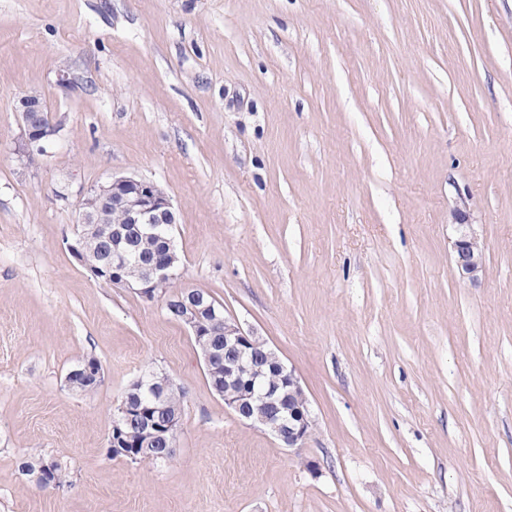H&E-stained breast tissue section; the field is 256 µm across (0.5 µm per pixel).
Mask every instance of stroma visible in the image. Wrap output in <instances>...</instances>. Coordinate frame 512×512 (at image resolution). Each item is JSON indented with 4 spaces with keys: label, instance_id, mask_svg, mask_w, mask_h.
<instances>
[{
    "label": "stroma",
    "instance_id": "35a3bbf8",
    "mask_svg": "<svg viewBox=\"0 0 512 512\" xmlns=\"http://www.w3.org/2000/svg\"><path fill=\"white\" fill-rule=\"evenodd\" d=\"M26 94L62 125L35 160ZM115 174L170 196L177 287L295 370L301 448L225 408L162 298L71 255ZM88 357L102 385L69 390ZM148 372L184 393L176 455L109 457ZM0 512H512V0H0ZM456 209L458 216L457 233L451 247L454 253L456 271L461 279L475 282L483 270L484 253L478 238L470 231L466 204L461 201Z\"/></svg>",
    "mask_w": 512,
    "mask_h": 512
}]
</instances>
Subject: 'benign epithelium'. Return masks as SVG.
I'll return each mask as SVG.
<instances>
[{
    "instance_id": "1",
    "label": "benign epithelium",
    "mask_w": 512,
    "mask_h": 512,
    "mask_svg": "<svg viewBox=\"0 0 512 512\" xmlns=\"http://www.w3.org/2000/svg\"><path fill=\"white\" fill-rule=\"evenodd\" d=\"M23 130L22 150L28 156L43 155L62 129V125L46 116L47 104L37 95H25L20 99ZM122 215L124 223L133 225L138 234H144L160 224L173 226L176 215L168 193L157 183L135 176H114L108 182L94 188L84 199L79 224H97L107 208ZM457 233L451 247L455 268L460 278L475 282L483 270L484 253L478 238L470 231L468 214L464 208L456 209ZM116 242L110 249V263L101 269L89 262L85 251L83 234L75 233L69 249L74 258L98 280L110 285L127 288L146 299L158 296V289L166 288L180 275L178 257L174 248L162 260L145 262L140 273L133 279L123 277L130 264L137 261L126 240L123 229H117ZM206 291L187 289L179 300V316L199 336L201 315L211 309L204 304ZM265 347V357L278 366V380L265 385L252 381L244 387L224 394V406L239 419L259 426L276 437L288 448L303 445L313 425L308 400L295 371L289 368L268 344L243 329L235 319L224 318V373L240 376L244 363L253 357L254 351ZM139 418L143 430L144 448L139 454L147 455L157 462H165L174 455L175 443L180 430V421L172 420L165 425L168 433L167 446L157 450L148 447L154 441L155 422L143 412H138L128 403L121 404L113 415L112 427L119 430Z\"/></svg>"
}]
</instances>
